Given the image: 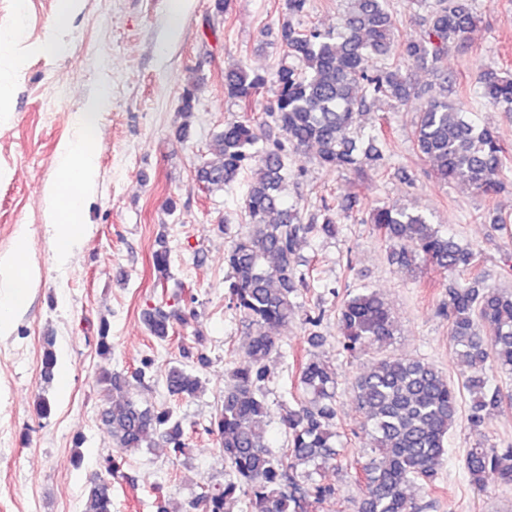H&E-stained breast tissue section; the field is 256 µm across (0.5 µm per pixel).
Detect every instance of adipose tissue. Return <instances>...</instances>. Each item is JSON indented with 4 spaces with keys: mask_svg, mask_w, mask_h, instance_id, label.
Segmentation results:
<instances>
[{
    "mask_svg": "<svg viewBox=\"0 0 512 512\" xmlns=\"http://www.w3.org/2000/svg\"><path fill=\"white\" fill-rule=\"evenodd\" d=\"M110 107V100L100 94L87 100L74 116L79 134L58 148L61 178L46 189L47 226L55 243L57 267L68 265L71 256L83 242L85 193L93 185L98 172V158L93 149L97 121ZM31 248L25 230H18L12 255L0 257V339L11 335L16 313L25 305L36 276L24 265L22 256Z\"/></svg>",
    "mask_w": 512,
    "mask_h": 512,
    "instance_id": "1",
    "label": "adipose tissue"
}]
</instances>
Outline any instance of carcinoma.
I'll list each match as a JSON object with an SVG mask.
<instances>
[{"instance_id":"obj_1","label":"carcinoma","mask_w":512,"mask_h":512,"mask_svg":"<svg viewBox=\"0 0 512 512\" xmlns=\"http://www.w3.org/2000/svg\"><path fill=\"white\" fill-rule=\"evenodd\" d=\"M309 0H285L288 20L280 39L291 62L267 76L239 64L225 73L227 97L250 104L267 83L276 87L275 98L265 109L266 120L257 123L244 116L224 123L208 145V155L197 169V180L209 193L224 190L237 177L251 171L244 199L245 230L236 235L224 253L229 270L225 288L229 302L249 336L239 362L229 371L220 410L205 432L216 436L227 463L224 486L206 489L186 504L171 509L163 500L157 512H224L226 503L241 493L249 512H309L307 498L322 503L335 488L320 482L302 495L286 490L289 472L312 465L319 472L337 466L335 369L326 361L301 362L296 400L282 416L285 448L270 449L264 419L268 404L264 392L269 378L267 362L280 354L281 345L272 330L288 324L296 314L299 288L309 271L299 269L297 252L313 231L334 236L338 212L322 209V223L304 224L299 210L282 195L292 172L288 154L316 150L315 160L336 171H364L383 159L386 139L381 129L365 130L362 118L381 98L405 105L422 99L413 146L433 164L435 178L443 183H462L490 195L503 188L512 172V154L495 129L480 125L473 113L448 101V79L432 93L418 87L412 68L439 73L448 51L468 42L478 16L473 0H413L426 6L416 14L421 27L414 40L397 39V19L389 0H347L336 27L303 29L293 19L307 11ZM200 78L193 74L180 97L179 111L189 117L196 102ZM480 103L512 114V71L484 66L476 79ZM272 124L283 140L268 142L265 126ZM367 223L390 245V258L414 274L432 268L451 276L448 284L449 336L460 362L469 370L465 388L471 397L470 424L483 426L490 411L506 396L489 382L488 367L512 374V291L490 286L479 272L477 252L441 232L420 211L396 205L378 206ZM152 263L156 280L170 278V250L159 241ZM149 333L166 341L174 325L187 323L179 307H154L143 315ZM341 343L350 354L388 347L397 324L381 293L363 288L349 293L338 313ZM109 326L101 324L96 352L112 355ZM42 376L54 378L56 356L47 342ZM185 362L168 368L165 387L169 395L191 400L202 391L200 377L189 363L205 365L203 352L181 346ZM154 359L146 357L127 376L104 372L99 382L109 386L112 397L100 414L104 433L112 447L124 452L166 448L178 457L187 448L182 421L167 406L142 407L131 390L144 385ZM356 404L364 416L374 456L355 472L364 487L358 512H421L409 495L414 484L431 485L448 454V434L458 420L460 390L431 361L415 356L384 355L354 379ZM464 468L471 485L481 490L488 479L512 485V448H488L479 443L468 450ZM105 473L90 483L84 512H112V476L119 471L109 457Z\"/></svg>"}]
</instances>
